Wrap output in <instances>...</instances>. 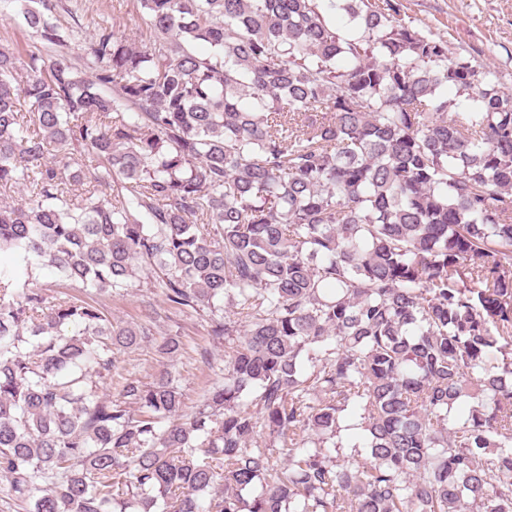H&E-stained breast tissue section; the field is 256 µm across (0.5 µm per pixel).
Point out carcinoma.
I'll list each match as a JSON object with an SVG mask.
<instances>
[{"label":"carcinoma","mask_w":512,"mask_h":512,"mask_svg":"<svg viewBox=\"0 0 512 512\" xmlns=\"http://www.w3.org/2000/svg\"><path fill=\"white\" fill-rule=\"evenodd\" d=\"M0 47V477L24 512H512V92L401 0H138ZM455 97H448V92ZM89 152L96 163L71 169ZM238 336L188 417L141 280ZM122 378L115 396L98 383ZM352 448L346 455L343 448ZM78 1V7H75ZM79 1H83L82 4ZM86 1V2H85ZM135 0H60L54 12V19L64 31L79 30L89 32L98 25H113L126 34L146 33L143 17L133 6ZM72 8L70 14L66 8ZM75 10V11H73ZM77 24V25H76ZM120 25V28H119ZM33 277L39 285L42 286L49 296L60 295V292H67L68 288H65V282L62 281L55 271L49 267L38 268L33 271ZM112 318L124 322L144 323L142 315L148 310H157L163 314L166 305L159 289L140 287L125 297H115L106 302Z\"/></svg>","instance_id":"obj_1"}]
</instances>
